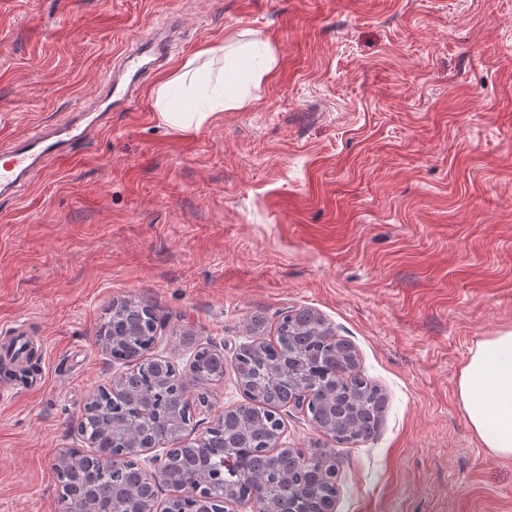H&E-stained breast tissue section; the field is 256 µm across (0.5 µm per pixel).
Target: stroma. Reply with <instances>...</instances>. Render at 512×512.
Here are the masks:
<instances>
[{
    "mask_svg": "<svg viewBox=\"0 0 512 512\" xmlns=\"http://www.w3.org/2000/svg\"><path fill=\"white\" fill-rule=\"evenodd\" d=\"M175 28L170 63L75 161L0 195V345L27 337L45 382L0 375V512H59L53 464L98 386L95 344L132 299L224 351L204 418L239 401L236 348L289 310L322 315L385 397L341 445L282 411L285 446L339 470L337 512H512V458L468 426L458 381L512 331V0H0V149L93 109L120 50ZM261 39L255 105L181 133L156 90L205 42Z\"/></svg>",
    "mask_w": 512,
    "mask_h": 512,
    "instance_id": "obj_1",
    "label": "stroma"
}]
</instances>
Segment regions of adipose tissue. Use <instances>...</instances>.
Wrapping results in <instances>:
<instances>
[{
  "instance_id": "obj_1",
  "label": "adipose tissue",
  "mask_w": 512,
  "mask_h": 512,
  "mask_svg": "<svg viewBox=\"0 0 512 512\" xmlns=\"http://www.w3.org/2000/svg\"><path fill=\"white\" fill-rule=\"evenodd\" d=\"M224 51L223 41L205 43L185 71L157 89L158 117L169 128L185 132L208 125L217 113L246 110L254 100L240 91L241 83L260 85L276 65L270 45L253 41L248 64L231 76L211 75L197 62ZM458 397L466 420L484 448L512 457V332L478 343L460 373Z\"/></svg>"
}]
</instances>
